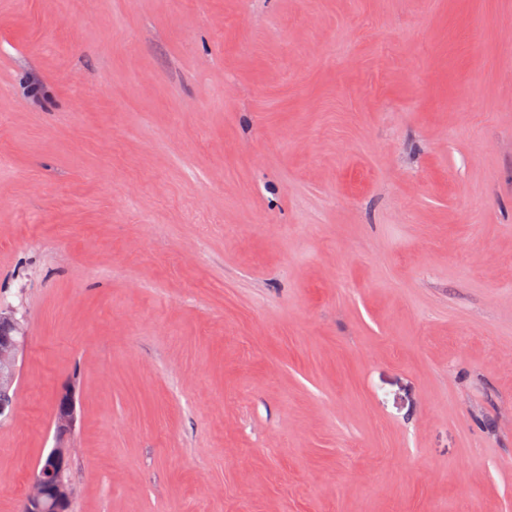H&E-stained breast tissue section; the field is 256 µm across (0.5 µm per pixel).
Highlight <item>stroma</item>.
Returning <instances> with one entry per match:
<instances>
[{"instance_id": "stroma-1", "label": "stroma", "mask_w": 512, "mask_h": 512, "mask_svg": "<svg viewBox=\"0 0 512 512\" xmlns=\"http://www.w3.org/2000/svg\"><path fill=\"white\" fill-rule=\"evenodd\" d=\"M0 512H512V0H0ZM12 326L10 321H2L0 327V381L10 382L12 372L16 371V345L11 342L9 330ZM74 385L66 386L59 395L57 429L60 434L70 432L74 426ZM54 465L50 452L39 467L36 473L43 471L36 477L28 495L24 502L25 512H41L43 504L48 498L50 501L47 511L49 512H67L70 510L71 501L68 495L64 477L68 471V452L67 448L58 444L51 451Z\"/></svg>"}]
</instances>
